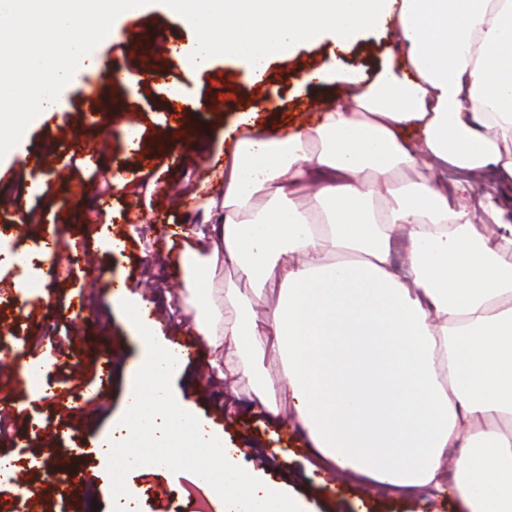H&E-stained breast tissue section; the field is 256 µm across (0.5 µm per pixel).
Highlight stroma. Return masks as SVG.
Returning a JSON list of instances; mask_svg holds the SVG:
<instances>
[{
  "instance_id": "stroma-1",
  "label": "stroma",
  "mask_w": 512,
  "mask_h": 512,
  "mask_svg": "<svg viewBox=\"0 0 512 512\" xmlns=\"http://www.w3.org/2000/svg\"><path fill=\"white\" fill-rule=\"evenodd\" d=\"M142 42L159 36L184 45L192 42L199 24L169 14L153 0L133 22L116 19L111 39L96 51L135 74L152 64L155 76L112 88L117 109L105 113L101 128L85 126L79 113L88 106L83 88L64 87L59 111L45 114L27 128L13 155L0 158V216L26 206L34 222L0 236V336L4 355L37 358L52 394L37 398L15 369L0 368V402L10 409L8 429L0 451L22 459L36 458V467L22 474L0 476V512H111L112 483L105 460L86 461L83 449L115 427L125 412L132 384L131 371L144 357L146 345L133 336L120 304L125 293L142 296L145 312L155 324L157 340L170 351L198 341L184 313L203 307L204 291L195 290L204 278L206 261L194 277H186L179 256L181 245L158 248L164 226L176 224L197 231L204 218L199 195L212 187L210 163L224 145V132L238 114L259 106L261 99L277 101L274 111L260 119L276 128L296 130L310 124L315 110L341 91L336 74L322 84L306 82L312 70L333 61L334 45L322 38L295 49L288 61L270 60L265 72L249 77L243 61L216 56L203 72L188 70L181 60L156 56L152 60L125 54L129 28ZM396 37L392 32L361 30L343 55L345 66L372 79L382 68ZM179 87L194 108L173 117L171 87ZM223 107H216V100ZM141 129L138 150H128L124 128ZM109 132L107 154L92 153L101 132ZM51 150V167L26 171L20 155ZM87 186L89 195L78 194ZM123 239L122 253H113L109 237ZM83 239L92 263L64 259L42 260L31 269L16 258L42 238ZM120 281L124 290L105 294L104 287ZM89 297L93 306L74 315V296ZM213 350L204 359L187 363L172 377L178 404L210 425L225 447L238 448L240 466L261 473L271 484L302 500L307 512H466L463 500L448 487L395 490L333 471L319 469L306 434L285 417L269 418L224 400V381L211 366ZM111 360L107 378H100L102 361ZM96 472L91 493L75 498L63 490L56 472ZM135 485L148 489L141 512H218L217 495L197 475L151 465L131 474ZM35 487L36 496H19V483Z\"/></svg>"
}]
</instances>
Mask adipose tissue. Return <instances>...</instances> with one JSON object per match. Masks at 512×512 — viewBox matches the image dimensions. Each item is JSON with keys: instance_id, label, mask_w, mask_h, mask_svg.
Listing matches in <instances>:
<instances>
[{"instance_id": "obj_1", "label": "adipose tissue", "mask_w": 512, "mask_h": 512, "mask_svg": "<svg viewBox=\"0 0 512 512\" xmlns=\"http://www.w3.org/2000/svg\"><path fill=\"white\" fill-rule=\"evenodd\" d=\"M166 3L209 26L182 57L194 71L225 52L259 75L324 35L342 50L362 27L398 31L393 60L314 125L278 135L240 113L206 204L222 214L211 304L189 320L225 380L249 383L254 408L292 403L331 465L512 512V224L489 197L475 223L467 179L512 183V0Z\"/></svg>"}]
</instances>
